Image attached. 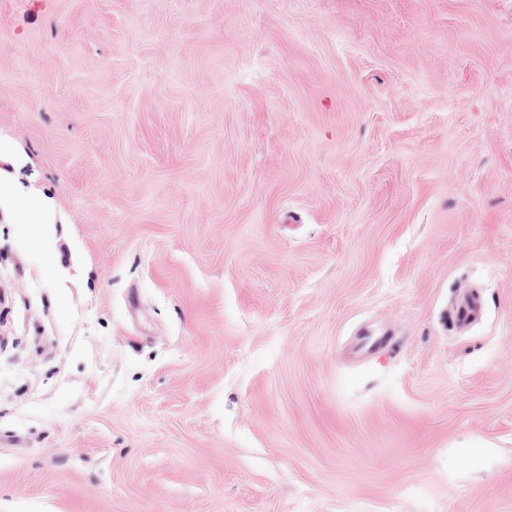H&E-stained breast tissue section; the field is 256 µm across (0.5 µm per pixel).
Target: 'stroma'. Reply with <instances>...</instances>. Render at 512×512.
<instances>
[{
    "instance_id": "1",
    "label": "stroma",
    "mask_w": 512,
    "mask_h": 512,
    "mask_svg": "<svg viewBox=\"0 0 512 512\" xmlns=\"http://www.w3.org/2000/svg\"><path fill=\"white\" fill-rule=\"evenodd\" d=\"M0 141V512H512V0H0ZM0 209L20 211L33 224L32 238L40 241L45 234L46 224H55V216L50 199L43 193L25 190L9 177L0 174Z\"/></svg>"
}]
</instances>
